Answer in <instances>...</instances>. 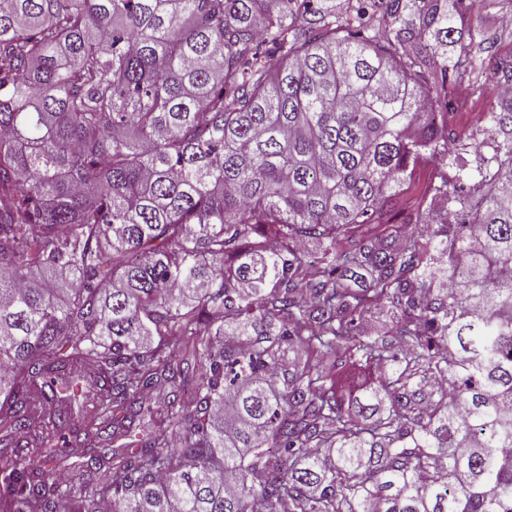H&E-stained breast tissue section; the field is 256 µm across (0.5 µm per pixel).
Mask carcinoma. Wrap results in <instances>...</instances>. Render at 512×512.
<instances>
[{
  "instance_id": "obj_1",
  "label": "carcinoma",
  "mask_w": 512,
  "mask_h": 512,
  "mask_svg": "<svg viewBox=\"0 0 512 512\" xmlns=\"http://www.w3.org/2000/svg\"><path fill=\"white\" fill-rule=\"evenodd\" d=\"M475 2L0 0V512H512V100L448 149ZM64 431L142 439L91 484Z\"/></svg>"
}]
</instances>
